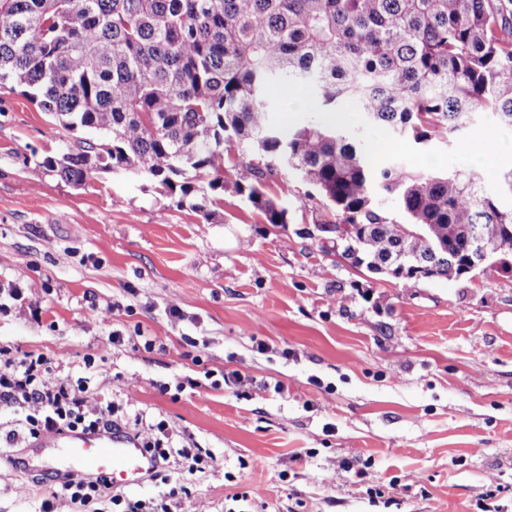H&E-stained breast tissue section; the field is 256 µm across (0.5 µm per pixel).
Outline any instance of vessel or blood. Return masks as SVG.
Returning <instances> with one entry per match:
<instances>
[{
    "instance_id": "obj_1",
    "label": "vessel or blood",
    "mask_w": 512,
    "mask_h": 512,
    "mask_svg": "<svg viewBox=\"0 0 512 512\" xmlns=\"http://www.w3.org/2000/svg\"><path fill=\"white\" fill-rule=\"evenodd\" d=\"M43 445L59 454L63 474L90 478L103 475L116 489L139 487L156 468L154 458L139 440L123 432L63 431L46 436Z\"/></svg>"
}]
</instances>
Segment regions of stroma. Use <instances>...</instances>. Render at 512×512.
Returning <instances> with one entry per match:
<instances>
[{
	"label": "stroma",
	"instance_id": "35a3bbf8",
	"mask_svg": "<svg viewBox=\"0 0 512 512\" xmlns=\"http://www.w3.org/2000/svg\"><path fill=\"white\" fill-rule=\"evenodd\" d=\"M270 102L285 134L316 116L313 90L294 82ZM334 119L407 170L471 171L491 193L512 170V128L487 112L424 146L352 100ZM75 138L0 85V283L24 290L0 315V347L46 352L61 375L89 378L86 411L112 401L143 415L141 438L163 420L176 444L208 451L178 512H224L241 492L247 512H374L370 488L402 512H472L487 490L512 489V270L408 286L353 268L308 236L324 202L292 171L266 182L283 228L230 185L212 223L144 176L76 187L42 164ZM484 140L492 154L476 150ZM208 369L248 385H212ZM19 415L0 405V433H18L16 466L0 465V512H37L47 497L52 512H75L51 494L57 460L19 433Z\"/></svg>",
	"mask_w": 512,
	"mask_h": 512
}]
</instances>
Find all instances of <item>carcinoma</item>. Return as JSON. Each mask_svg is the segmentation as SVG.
<instances>
[{
    "label": "carcinoma",
    "mask_w": 512,
    "mask_h": 512,
    "mask_svg": "<svg viewBox=\"0 0 512 512\" xmlns=\"http://www.w3.org/2000/svg\"><path fill=\"white\" fill-rule=\"evenodd\" d=\"M290 80L314 87L320 111L355 100L419 145L476 112L512 126V0H0V82L89 133L44 159L61 180L143 175L210 222L226 156L245 148L236 192L286 226L265 184L288 158L333 215L321 249L355 268L408 284L459 279L482 249L512 257V208L499 202L512 170L492 195L471 172L382 164L332 124L284 135L267 97Z\"/></svg>",
    "instance_id": "obj_1"
}]
</instances>
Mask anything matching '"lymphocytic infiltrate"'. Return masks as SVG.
Segmentation results:
<instances>
[{
	"label": "lymphocytic infiltrate",
	"instance_id": "obj_1",
	"mask_svg": "<svg viewBox=\"0 0 512 512\" xmlns=\"http://www.w3.org/2000/svg\"><path fill=\"white\" fill-rule=\"evenodd\" d=\"M87 390L84 380L58 376L53 359L42 351H28L15 355L11 350L0 349V402L21 409L36 402L42 410L25 417L24 428L30 439H39L47 432H93L125 427V417L115 404H107L97 414L85 412L83 395ZM144 448L158 458L159 469L155 481L163 484V491L156 497L143 499L113 493L107 478L64 477L57 481L60 491L72 500L89 505L103 498L111 499L115 512H175L182 497L188 494L187 479L205 469L210 456L196 444L174 449L172 434L166 422H158L156 434L144 441ZM179 456V478H172L168 464L171 456Z\"/></svg>",
	"mask_w": 512,
	"mask_h": 512
}]
</instances>
